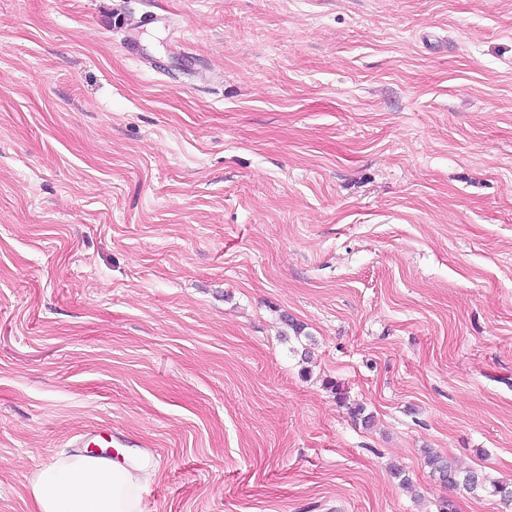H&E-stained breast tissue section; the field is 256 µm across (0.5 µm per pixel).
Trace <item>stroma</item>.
<instances>
[{
    "label": "stroma",
    "instance_id": "stroma-1",
    "mask_svg": "<svg viewBox=\"0 0 512 512\" xmlns=\"http://www.w3.org/2000/svg\"><path fill=\"white\" fill-rule=\"evenodd\" d=\"M105 426L145 512H512L421 454L512 485V0H0V512Z\"/></svg>",
    "mask_w": 512,
    "mask_h": 512
}]
</instances>
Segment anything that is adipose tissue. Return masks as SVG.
I'll list each match as a JSON object with an SVG mask.
<instances>
[{
  "mask_svg": "<svg viewBox=\"0 0 512 512\" xmlns=\"http://www.w3.org/2000/svg\"><path fill=\"white\" fill-rule=\"evenodd\" d=\"M150 470L90 454L61 453L32 476V512H143L141 487Z\"/></svg>",
  "mask_w": 512,
  "mask_h": 512,
  "instance_id": "1",
  "label": "adipose tissue"
}]
</instances>
